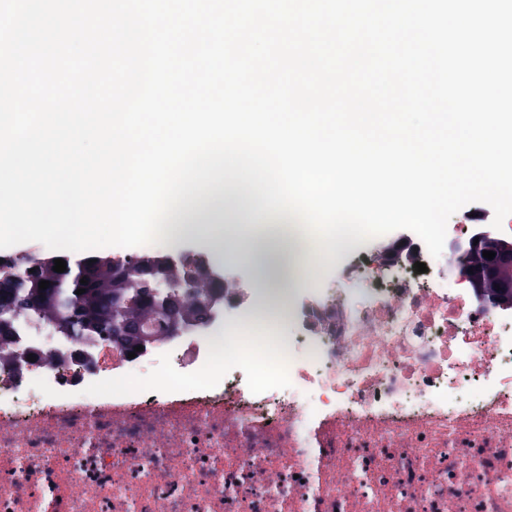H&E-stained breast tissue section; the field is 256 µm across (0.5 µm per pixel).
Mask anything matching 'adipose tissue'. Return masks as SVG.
Returning a JSON list of instances; mask_svg holds the SVG:
<instances>
[{
    "instance_id": "1",
    "label": "adipose tissue",
    "mask_w": 512,
    "mask_h": 512,
    "mask_svg": "<svg viewBox=\"0 0 512 512\" xmlns=\"http://www.w3.org/2000/svg\"><path fill=\"white\" fill-rule=\"evenodd\" d=\"M164 239L179 244L195 239L210 246L216 258H223L224 243L238 241V258L258 261L264 266L258 289L266 294L262 309L264 319L284 315L285 308L278 300L280 288L286 284L279 270L294 261L297 253L311 249V239H298L288 231L286 216L259 210L255 200L239 202L236 190L225 187L194 200L180 214L173 216L164 231Z\"/></svg>"
}]
</instances>
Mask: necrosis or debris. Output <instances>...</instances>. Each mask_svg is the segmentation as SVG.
Returning <instances> with one entry per match:
<instances>
[{
    "mask_svg": "<svg viewBox=\"0 0 512 512\" xmlns=\"http://www.w3.org/2000/svg\"><path fill=\"white\" fill-rule=\"evenodd\" d=\"M447 264H354L255 320L228 288L200 328L129 357L108 341L0 360V512H512V303Z\"/></svg>",
    "mask_w": 512,
    "mask_h": 512,
    "instance_id": "1",
    "label": "necrosis or debris"
}]
</instances>
